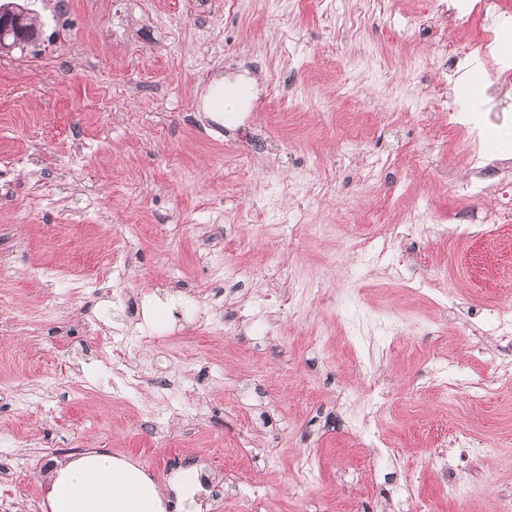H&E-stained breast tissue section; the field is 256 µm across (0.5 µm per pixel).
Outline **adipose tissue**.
<instances>
[{
  "label": "adipose tissue",
  "mask_w": 512,
  "mask_h": 512,
  "mask_svg": "<svg viewBox=\"0 0 512 512\" xmlns=\"http://www.w3.org/2000/svg\"><path fill=\"white\" fill-rule=\"evenodd\" d=\"M49 512H166L165 498L141 468L102 449L82 452L50 476Z\"/></svg>",
  "instance_id": "adipose-tissue-1"
}]
</instances>
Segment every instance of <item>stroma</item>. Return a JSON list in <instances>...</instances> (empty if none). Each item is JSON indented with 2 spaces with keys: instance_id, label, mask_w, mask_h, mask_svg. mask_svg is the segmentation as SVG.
<instances>
[{
  "instance_id": "stroma-1",
  "label": "stroma",
  "mask_w": 512,
  "mask_h": 512,
  "mask_svg": "<svg viewBox=\"0 0 512 512\" xmlns=\"http://www.w3.org/2000/svg\"><path fill=\"white\" fill-rule=\"evenodd\" d=\"M431 2L35 0L39 43L0 54V298L26 313L0 329V463L31 461L0 483L14 512H48L49 471L91 448L164 488L190 467L234 477L232 512H253L254 485L264 512L336 498L355 512H492L512 496V470L450 433L512 439V338L496 331L512 309V223L482 239L435 232L497 200L448 190L468 176L471 141L437 136L461 86L439 66L482 24ZM219 81L250 86L236 111L211 108ZM340 224L356 239L410 224L414 238L357 262ZM219 250L242 276L225 277ZM112 254L127 260L122 281L74 280ZM433 274L447 308L405 285ZM242 308L264 335L202 342ZM133 340L147 380L117 394L101 349ZM434 351L461 372L449 408L420 362ZM161 376L181 388L157 394ZM365 390L377 414L351 401ZM302 456L320 479L299 499ZM454 481L472 486L468 505L445 491Z\"/></svg>"
}]
</instances>
